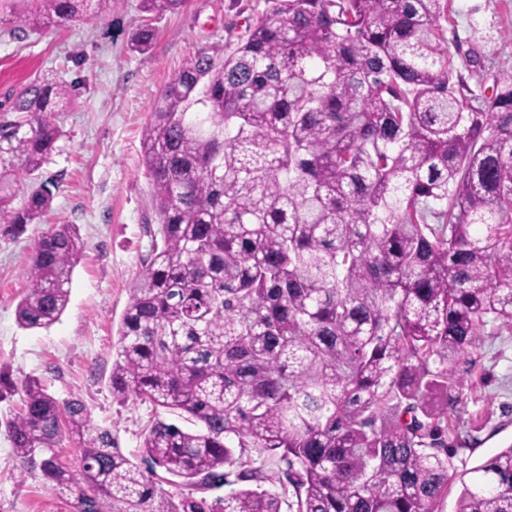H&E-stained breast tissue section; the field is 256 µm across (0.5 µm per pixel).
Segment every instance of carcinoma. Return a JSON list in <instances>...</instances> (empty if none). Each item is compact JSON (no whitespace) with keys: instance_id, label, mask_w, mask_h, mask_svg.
<instances>
[{"instance_id":"1","label":"carcinoma","mask_w":512,"mask_h":512,"mask_svg":"<svg viewBox=\"0 0 512 512\" xmlns=\"http://www.w3.org/2000/svg\"><path fill=\"white\" fill-rule=\"evenodd\" d=\"M90 0H33L16 34L102 17ZM226 52L172 74L143 126L157 219L112 343V396L148 402L141 462L79 398L0 372L21 394L6 422L20 472L37 470L71 512H512V446L454 471L448 413L457 364L512 328V75L475 93L450 50V0H277ZM185 0H142L176 12ZM141 25L131 49L146 52ZM485 45L464 53L486 69ZM73 86L30 82L0 116V233L38 224ZM85 242L57 224L35 242L16 318L47 329L70 300ZM187 415L199 428L164 418ZM69 439L80 469L54 448ZM286 466L289 488L226 482L236 452ZM181 479L161 487L157 470Z\"/></svg>"}]
</instances>
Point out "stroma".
<instances>
[{"label": "stroma", "mask_w": 512, "mask_h": 512, "mask_svg": "<svg viewBox=\"0 0 512 512\" xmlns=\"http://www.w3.org/2000/svg\"><path fill=\"white\" fill-rule=\"evenodd\" d=\"M276 5L186 0L178 11L156 15L144 12L141 0H112L100 20L19 37L8 21L29 11L31 0H0V107L9 108L22 87L44 76L74 87L63 109V135L42 169L43 178L59 184L52 206L18 238L0 239V366L17 382L43 378L57 399H82L94 424L111 428L135 461L152 407L117 401L107 379L129 288L156 228L141 129L175 71L203 49L235 44L252 17ZM452 8L461 43L472 41L474 19L493 38L489 73L467 77L472 89L490 94L494 76L512 73V0H452ZM144 23L155 28L156 42L148 52L130 51ZM57 224L76 225L86 244L72 273L70 302L51 327L24 329L16 321L24 272L35 241ZM456 376L460 401L448 416V445L462 474L512 445V330L499 327L482 337ZM20 406L16 396L0 401V512H69L65 496L38 472L18 469L4 423Z\"/></svg>", "instance_id": "stroma-1"}]
</instances>
